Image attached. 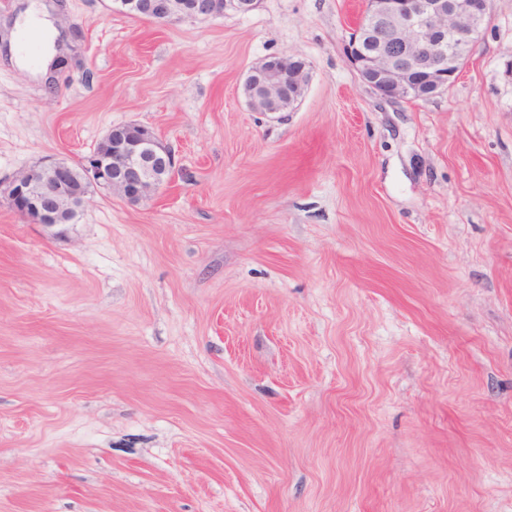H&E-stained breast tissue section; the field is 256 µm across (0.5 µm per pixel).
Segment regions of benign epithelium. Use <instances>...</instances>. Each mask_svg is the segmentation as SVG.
<instances>
[{"label":"benign epithelium","mask_w":512,"mask_h":512,"mask_svg":"<svg viewBox=\"0 0 512 512\" xmlns=\"http://www.w3.org/2000/svg\"><path fill=\"white\" fill-rule=\"evenodd\" d=\"M261 0H142L138 13L158 22L210 19L229 11L246 14ZM370 10L355 24L345 44V55L360 80L386 100L416 98L419 84L428 100L450 87L466 64L464 51L475 43L491 16L492 0H368ZM460 20L446 29L436 25L440 17ZM377 23L387 24L404 47L418 51L400 67L387 55L366 49L365 33ZM309 65L288 54L265 57L251 67L244 82L259 89V105L250 109L267 114L293 110L301 101ZM106 150L95 151L76 166L58 159L18 175L9 187L14 209L29 224H71L78 211L91 202L99 188L138 204L151 199L172 179L175 154L144 125L129 123L111 128L103 138Z\"/></svg>","instance_id":"1"}]
</instances>
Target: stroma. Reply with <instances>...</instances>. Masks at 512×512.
<instances>
[{
	"label": "stroma",
	"instance_id": "obj_1",
	"mask_svg": "<svg viewBox=\"0 0 512 512\" xmlns=\"http://www.w3.org/2000/svg\"><path fill=\"white\" fill-rule=\"evenodd\" d=\"M363 9L60 0L49 80L0 56V512H512V0L426 101L360 81ZM277 53L279 118L241 91ZM131 122L177 160L150 200L12 207ZM144 0L138 6L139 14H147L158 22H175L183 19H210L223 16L228 11L246 14L259 7L261 0ZM178 1V2H175ZM309 74V65L301 58L288 54H274L265 57L252 66L244 77V82L259 89L260 108L245 96L248 107L255 112L278 114L291 112L301 101ZM243 82V83H244ZM293 87L295 94L291 105L286 109L283 100L288 90Z\"/></svg>",
	"mask_w": 512,
	"mask_h": 512
}]
</instances>
